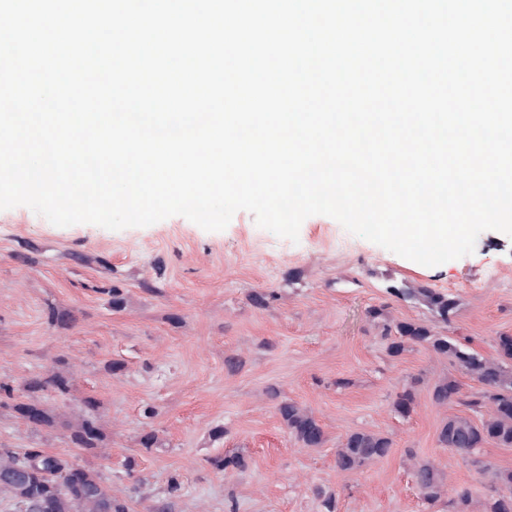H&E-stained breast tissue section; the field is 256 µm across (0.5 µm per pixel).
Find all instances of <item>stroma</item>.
Here are the masks:
<instances>
[{"label": "stroma", "instance_id": "35a3bbf8", "mask_svg": "<svg viewBox=\"0 0 512 512\" xmlns=\"http://www.w3.org/2000/svg\"><path fill=\"white\" fill-rule=\"evenodd\" d=\"M424 284L455 296L450 323L390 296L393 285ZM125 297L110 305V289ZM268 294L256 307L251 294ZM458 337L486 356L512 335V237L488 230L472 254L427 267L314 215L298 241L259 228L245 210L209 232L172 216L118 231L92 224L58 227L30 208L0 210V384L21 394L31 376L66 359L72 392L45 402L66 417L96 399L107 424L108 455L70 446L65 429L34 431L0 407V448L44 449L97 470L129 498L130 512L168 501L172 512H320L316 489L335 492L338 512H423L407 452L435 462L448 486L483 492L470 461L440 448L437 433L455 405H435L447 359L417 346L390 356L371 307ZM77 320L61 327L50 309ZM240 356L236 371L224 365ZM122 372L108 371L110 362ZM418 378L410 416L392 403ZM293 400L320 419L327 440L306 449L278 413ZM223 437H214V429ZM389 436L390 455L359 471L335 467L345 433ZM156 433L144 450L138 438ZM243 454L241 470L216 471L213 458ZM134 470H127V460ZM182 483L168 499L171 476Z\"/></svg>", "mask_w": 512, "mask_h": 512}]
</instances>
